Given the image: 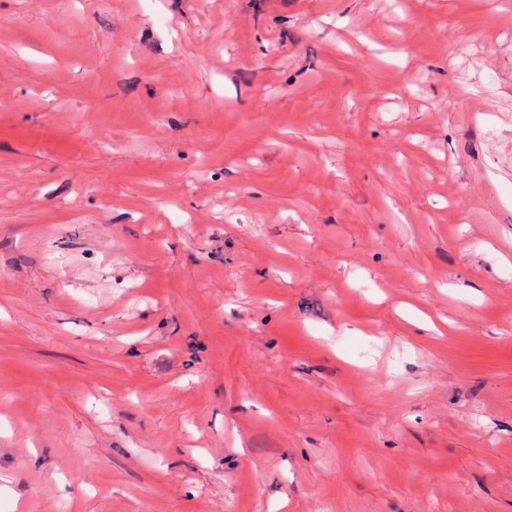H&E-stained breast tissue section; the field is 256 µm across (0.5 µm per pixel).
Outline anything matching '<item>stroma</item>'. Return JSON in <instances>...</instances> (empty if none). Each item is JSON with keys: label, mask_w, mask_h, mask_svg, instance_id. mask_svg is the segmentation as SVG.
<instances>
[{"label": "stroma", "mask_w": 512, "mask_h": 512, "mask_svg": "<svg viewBox=\"0 0 512 512\" xmlns=\"http://www.w3.org/2000/svg\"><path fill=\"white\" fill-rule=\"evenodd\" d=\"M0 512H512V0H0Z\"/></svg>", "instance_id": "1"}]
</instances>
